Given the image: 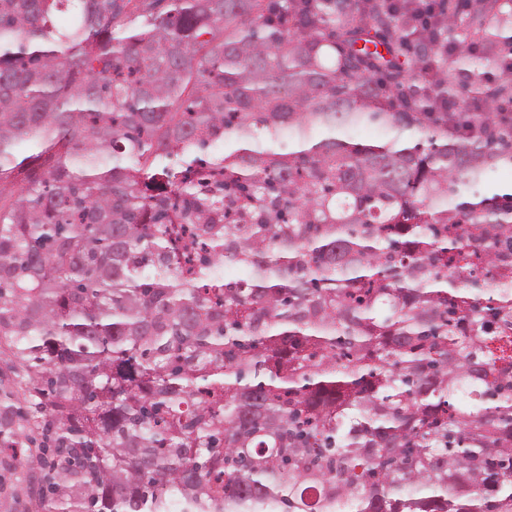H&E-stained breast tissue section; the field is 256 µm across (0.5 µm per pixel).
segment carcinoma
Returning <instances> with one entry per match:
<instances>
[{"instance_id": "obj_1", "label": "carcinoma", "mask_w": 512, "mask_h": 512, "mask_svg": "<svg viewBox=\"0 0 512 512\" xmlns=\"http://www.w3.org/2000/svg\"><path fill=\"white\" fill-rule=\"evenodd\" d=\"M440 23L446 55L408 2L0 0V354L47 403L40 512H512V283L479 287L512 268V193L480 194L512 69L471 54L512 48V0Z\"/></svg>"}]
</instances>
